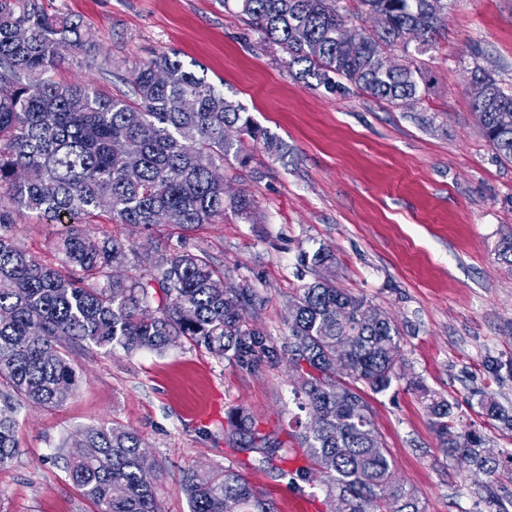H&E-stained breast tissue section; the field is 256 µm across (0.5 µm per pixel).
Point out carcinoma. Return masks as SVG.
Wrapping results in <instances>:
<instances>
[{
    "mask_svg": "<svg viewBox=\"0 0 512 512\" xmlns=\"http://www.w3.org/2000/svg\"><path fill=\"white\" fill-rule=\"evenodd\" d=\"M0 0V465L18 453L17 419L31 406L52 407L79 385L68 345L132 354L164 351L177 340L252 369L286 361L297 374L294 395L315 430L290 435L305 465L283 467L284 442L263 432L245 410L226 414L224 442L254 454L253 466L321 488L330 512H423L413 488L397 481L359 385L387 390L397 377L401 336L326 272L336 262L325 247L302 250L301 270L314 279L289 303L288 338L277 345L257 322L266 298L251 286L224 287V270L201 248L185 243L139 252L116 236L99 240L102 221L142 233L156 219L192 230L248 217L253 200L227 197L218 170L242 143L226 131L263 144L279 156L281 142L257 126L224 88L185 65L175 52L130 70L133 98L103 95L85 84L52 81L49 72L67 53H87L91 39L67 15H48L38 0ZM249 30L288 55V68L310 88L350 84L390 103L418 97L422 78L408 54L437 32L444 0H359L378 22L343 37L342 0H236ZM401 58H395V51ZM473 108L498 156L512 162V90L486 70H474ZM67 219L56 244L59 268L17 246L16 216ZM127 268L125 279L112 267ZM251 314L246 320L245 314ZM352 367L351 384L336 381V361ZM486 414L512 432V414L492 398ZM439 447L485 474L512 469V453L476 431L458 432L451 405L430 398ZM70 478L95 512H161L156 483L144 477L149 444L119 425L85 428L68 436ZM190 512H274L272 501L240 472L183 473Z\"/></svg>",
    "mask_w": 512,
    "mask_h": 512,
    "instance_id": "carcinoma-1",
    "label": "carcinoma"
}]
</instances>
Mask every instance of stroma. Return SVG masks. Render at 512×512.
Instances as JSON below:
<instances>
[{"label": "stroma", "mask_w": 512, "mask_h": 512, "mask_svg": "<svg viewBox=\"0 0 512 512\" xmlns=\"http://www.w3.org/2000/svg\"><path fill=\"white\" fill-rule=\"evenodd\" d=\"M79 20L107 71L66 55L54 81L128 92L127 70L168 50L195 62L226 97L285 144L278 158L244 140L246 164L225 162L227 192L257 201L251 218L188 233L224 269L228 285L257 288L273 342L288 334V300L303 284L300 250L328 247L337 286L363 296L401 333L391 387L367 392L372 421L397 477L424 512H489L490 493L512 492V471L488 476L438 446L429 397L452 406L457 431L476 430L512 453V433L486 416L483 396L512 403V266L499 245L512 236V163L499 160L473 110L475 67L512 87V0H448L433 46L409 52L424 79L417 100L391 104L349 89H311L281 51L248 36L245 18L220 0H39ZM65 227L24 215L17 244L44 263ZM76 392L57 407L21 413L19 453L0 466V512H93L69 478L61 443L87 427L120 424L159 461L162 512H190L184 471H242L276 512H288L290 479L246 466L224 442V413L246 410L288 436L309 417L294 398L287 362L252 370L177 342L164 352L71 346Z\"/></svg>", "instance_id": "obj_1"}]
</instances>
